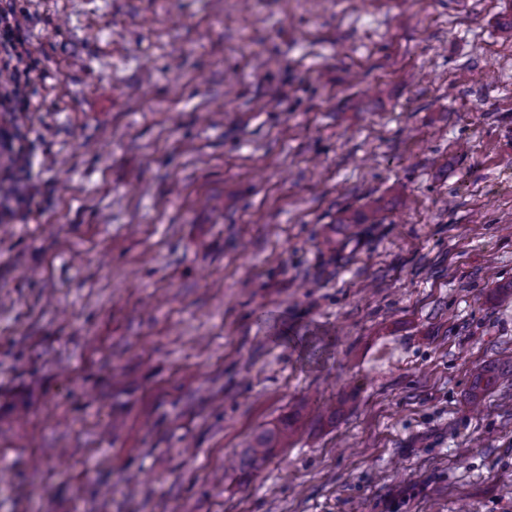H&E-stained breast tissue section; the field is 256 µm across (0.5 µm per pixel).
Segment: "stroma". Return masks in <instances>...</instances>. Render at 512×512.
I'll return each mask as SVG.
<instances>
[{"mask_svg": "<svg viewBox=\"0 0 512 512\" xmlns=\"http://www.w3.org/2000/svg\"><path fill=\"white\" fill-rule=\"evenodd\" d=\"M20 5L0 512H512V0ZM470 397L479 399L496 388L500 381H512V357L491 364L479 365L472 370ZM287 445L288 425L277 422L255 437L253 444L244 452L240 469H258L276 448H284Z\"/></svg>", "mask_w": 512, "mask_h": 512, "instance_id": "35a3bbf8", "label": "stroma"}]
</instances>
